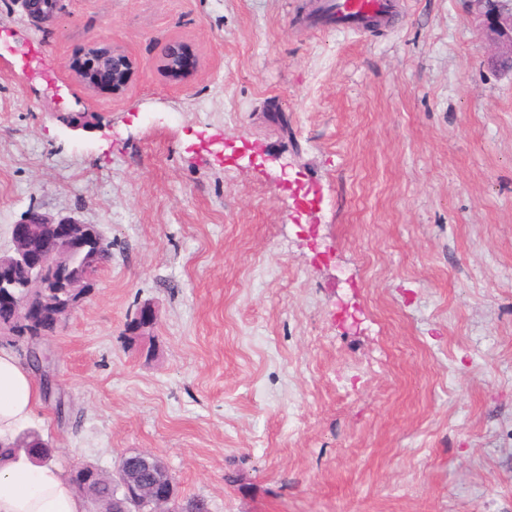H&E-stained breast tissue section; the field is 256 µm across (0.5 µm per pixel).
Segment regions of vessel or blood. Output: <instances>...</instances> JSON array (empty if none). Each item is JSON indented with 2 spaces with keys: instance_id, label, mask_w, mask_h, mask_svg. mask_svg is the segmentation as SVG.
Returning a JSON list of instances; mask_svg holds the SVG:
<instances>
[{
  "instance_id": "1",
  "label": "vessel or blood",
  "mask_w": 512,
  "mask_h": 512,
  "mask_svg": "<svg viewBox=\"0 0 512 512\" xmlns=\"http://www.w3.org/2000/svg\"><path fill=\"white\" fill-rule=\"evenodd\" d=\"M393 0H319L309 14L313 25H330L341 32L364 29L368 23L388 21L393 14Z\"/></svg>"
}]
</instances>
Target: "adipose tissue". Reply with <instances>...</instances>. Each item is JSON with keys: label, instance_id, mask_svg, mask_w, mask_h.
<instances>
[{"label": "adipose tissue", "instance_id": "obj_1", "mask_svg": "<svg viewBox=\"0 0 512 512\" xmlns=\"http://www.w3.org/2000/svg\"><path fill=\"white\" fill-rule=\"evenodd\" d=\"M39 402L40 389L27 366L0 348V443L12 442ZM0 512H85V501L61 468L21 456L0 460Z\"/></svg>", "mask_w": 512, "mask_h": 512}]
</instances>
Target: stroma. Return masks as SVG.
Returning <instances> with one entry per match:
<instances>
[{"instance_id": "stroma-1", "label": "stroma", "mask_w": 512, "mask_h": 512, "mask_svg": "<svg viewBox=\"0 0 512 512\" xmlns=\"http://www.w3.org/2000/svg\"><path fill=\"white\" fill-rule=\"evenodd\" d=\"M315 3L0 0V252L32 210L112 252L27 428L210 512H512V71L477 0L359 35ZM103 45L117 96L76 78ZM60 0H20L25 13L41 23L50 22L58 9ZM184 50L179 45L168 47L165 56L164 73L173 83L183 84L194 74L195 67L188 65L184 59ZM96 59L92 68L80 71V82L88 89L95 90L103 87V80L112 78V94H121L133 74V63L128 54L118 49L99 50L91 54Z\"/></svg>"}]
</instances>
